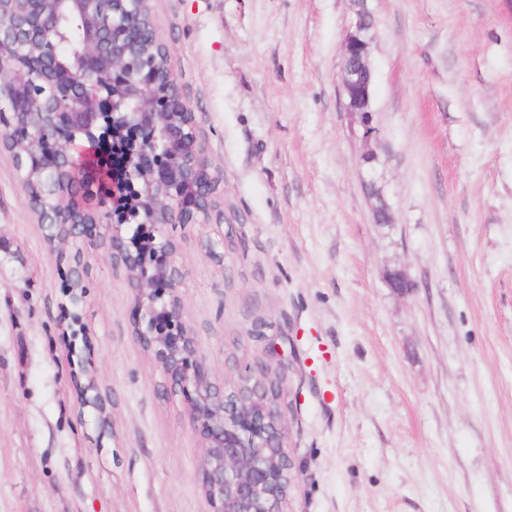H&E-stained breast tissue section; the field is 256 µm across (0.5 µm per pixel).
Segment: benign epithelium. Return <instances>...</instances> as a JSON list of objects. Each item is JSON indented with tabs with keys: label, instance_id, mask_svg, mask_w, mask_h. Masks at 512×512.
<instances>
[{
	"label": "benign epithelium",
	"instance_id": "1",
	"mask_svg": "<svg viewBox=\"0 0 512 512\" xmlns=\"http://www.w3.org/2000/svg\"><path fill=\"white\" fill-rule=\"evenodd\" d=\"M40 4L36 23L20 22L12 43L0 40V77L22 92L37 79L58 80L68 72V109L57 112L48 100L33 98L0 125V151L15 160L29 204L44 239L52 246L78 240L82 252L103 251L123 268L135 295L138 317L134 334L160 364L170 389L187 398L194 424L204 439L202 489L213 512H284L293 480L292 450L280 398L270 385L281 386L284 368L277 354L255 368L245 367L237 382L217 385L208 372L194 337L182 321L178 295L176 248L166 235L169 224H205L209 197L218 178L201 156L195 116L177 90L170 70L168 45L153 21L134 40L109 31L112 0H10L12 12ZM355 9L342 43L340 87L348 112L360 118L368 144L362 161L376 160V131L369 123L373 96L368 0H353ZM82 31L74 46L66 44L65 23ZM42 42L40 64L18 59L15 46ZM159 50L161 68L134 70L133 50L140 44ZM51 148L36 169L26 172L32 153ZM138 193L139 229L125 236L119 224H102L97 215L106 192L112 206ZM399 294L415 290L400 270L388 273ZM85 302L83 272L74 270L70 305ZM81 402L108 424L94 381L81 386Z\"/></svg>",
	"mask_w": 512,
	"mask_h": 512
}]
</instances>
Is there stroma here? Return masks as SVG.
Instances as JSON below:
<instances>
[{
  "mask_svg": "<svg viewBox=\"0 0 512 512\" xmlns=\"http://www.w3.org/2000/svg\"><path fill=\"white\" fill-rule=\"evenodd\" d=\"M368 7L365 164L339 87L353 0H151L221 178L208 223L166 228L182 320L219 383L281 352L287 512H512V0ZM76 252L1 153L0 512H212L203 439L106 256L65 334Z\"/></svg>",
  "mask_w": 512,
  "mask_h": 512,
  "instance_id": "stroma-1",
  "label": "stroma"
}]
</instances>
